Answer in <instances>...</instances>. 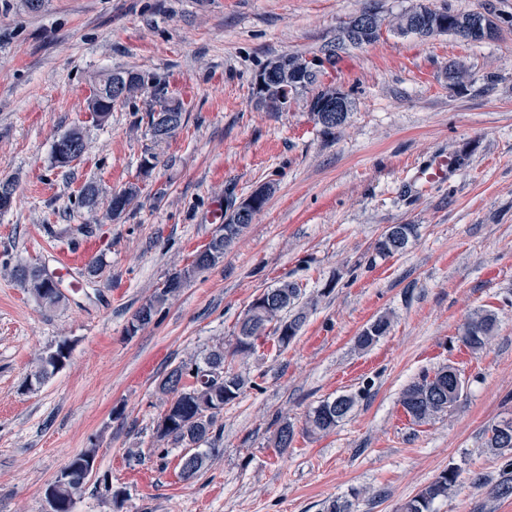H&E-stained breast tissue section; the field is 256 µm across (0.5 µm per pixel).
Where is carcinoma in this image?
I'll return each instance as SVG.
<instances>
[{
  "label": "carcinoma",
  "instance_id": "carcinoma-1",
  "mask_svg": "<svg viewBox=\"0 0 512 512\" xmlns=\"http://www.w3.org/2000/svg\"><path fill=\"white\" fill-rule=\"evenodd\" d=\"M475 12H457L451 9L436 10L427 5L414 7L395 18L394 29L398 33L415 35L419 38H431L441 34H452L465 41L480 42L495 33L496 27L490 30L479 29L470 33L464 30ZM359 43L352 40L346 29H341L336 38L325 44L319 53L307 57L295 53L293 57L300 60L311 59L315 64L308 68L306 81L295 88L290 95H298L307 90L322 95L328 85L321 83L320 76L325 72L322 61L327 56L334 57L330 66H336L342 59V54L349 48H356ZM121 73L129 77L126 95L120 101L112 98L107 85L112 75H107L93 91L98 96L100 111L105 117H110L116 105L133 104L139 98L148 102V126L155 125L156 113L166 108L165 94L169 90V81L155 74L141 70L123 69ZM148 76L156 81L157 91L153 94L143 89L142 77ZM69 136L68 149L74 153H85L87 141L83 128L75 126L67 131ZM15 184L11 179L0 180V214L9 211L14 203ZM137 198V191L130 190L120 195H112L105 206L103 218L115 220L120 218ZM81 208L91 214L97 213L99 206V190L91 183L85 185L78 197ZM237 210H232L220 227V238L213 239L208 252L194 257L192 266L182 272L175 273L165 282L164 288L154 298L143 303L133 314L132 320L141 324L136 330L155 321L159 307L175 297L192 272L207 269L217 265L224 258V251L240 236L246 225L236 219ZM417 236V226L414 224H395L383 233L376 241L375 251L384 256L403 253L410 239ZM12 274L21 287L29 290L47 308L56 307L62 300L63 294L51 275L45 270L28 267L25 264L16 265ZM301 289L293 282L282 281L273 288H266L259 294V301L251 302L246 312V318L239 325L236 342L233 348L226 350L224 346L213 347L200 360L192 358L175 366L161 379L159 391L166 396V409L157 424L156 438L159 442L173 443L194 452L182 457L181 471L185 479L196 477L205 467L210 455L217 451L216 443L220 437L217 422L224 406L233 403L245 391L248 379L235 371L228 361L235 358H245L253 350L255 341L272 329V335L280 347L286 348L298 335L306 319L303 308L298 306ZM497 327L496 315L488 310L473 313L462 331V342L473 352L483 349L495 334ZM389 328V321L380 317L366 326L356 337V345L361 349L371 347L383 336ZM61 354V348L48 351L37 358L35 371L27 378V382L42 385L53 376L59 367L55 357ZM447 366L433 375L424 374L418 380L409 384L402 392L401 405L404 412L415 422H426L448 411L458 402L463 387H458L453 395H448L451 387L448 380ZM355 404V396L341 394L332 399L322 401L312 408L305 417L302 431L305 434L326 433L334 429L351 412ZM487 436L486 447L501 453L512 451V418L494 422L485 429ZM294 425L284 418L279 421L273 445L286 449L294 440ZM206 449H201V446ZM96 462L95 449H88L74 456L66 465V478L56 479L51 485L56 502L55 512H71L73 498L80 493L93 472ZM459 481L457 471L450 469L442 471L434 481L421 489L414 497L405 502L402 512H431L434 501L448 496Z\"/></svg>",
  "mask_w": 512,
  "mask_h": 512
}]
</instances>
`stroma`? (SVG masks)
<instances>
[{
	"label": "stroma",
	"mask_w": 512,
	"mask_h": 512,
	"mask_svg": "<svg viewBox=\"0 0 512 512\" xmlns=\"http://www.w3.org/2000/svg\"><path fill=\"white\" fill-rule=\"evenodd\" d=\"M426 4L476 10L497 25L468 42L386 29L350 49L330 78L352 102L324 134L308 95L288 111L252 100L256 73L288 53L313 55L359 12L386 18ZM469 81L450 86L448 68ZM169 76L188 105L183 129L154 145L144 101L86 120L102 74ZM83 126L88 150L51 165L54 141ZM157 151L159 164L141 175ZM439 155L464 156L446 181L414 180ZM16 184L0 215V512H46L45 493L69 460L95 449L72 512H400L453 468L460 484L433 512H512L495 488L512 454L485 446V428L512 418V0H0V179ZM271 183L267 205L214 267L192 275L154 323L125 334L134 312L189 267L215 235L216 210ZM108 195L140 186L119 220L91 225L74 204L85 184ZM394 224H414L404 253L376 254ZM92 244L60 272L58 254ZM59 272L66 297L45 310L16 283L17 263ZM308 303L288 348L259 340L235 371L252 381L219 419V452L190 481L182 446L158 454L162 377L213 345L232 348L249 304L278 280ZM498 328L482 351L461 341L475 310ZM385 316L367 349L355 338ZM68 343L44 384L37 357ZM451 366L463 394L447 415L417 423L401 404L419 376ZM355 396L331 432L309 436L306 412ZM296 434L277 452V421ZM108 481L123 494L94 489Z\"/></svg>",
	"instance_id": "stroma-1"
}]
</instances>
